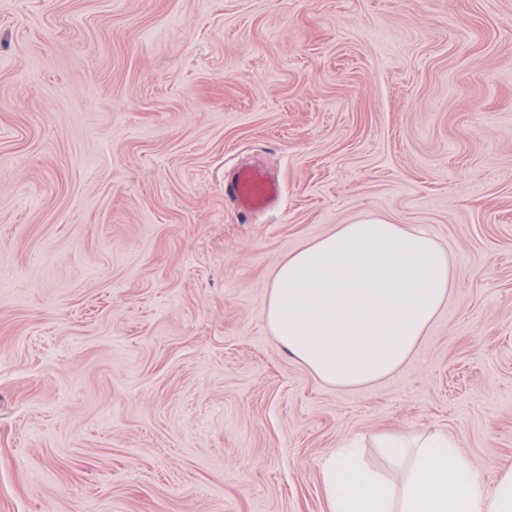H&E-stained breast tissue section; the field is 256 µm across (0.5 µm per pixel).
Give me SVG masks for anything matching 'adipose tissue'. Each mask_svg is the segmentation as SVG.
<instances>
[{
  "label": "adipose tissue",
  "instance_id": "ef3b65f1",
  "mask_svg": "<svg viewBox=\"0 0 512 512\" xmlns=\"http://www.w3.org/2000/svg\"><path fill=\"white\" fill-rule=\"evenodd\" d=\"M453 283L447 253L427 228L383 218L336 229L290 253L263 303L274 339L322 383H379L412 355ZM403 480L365 469L355 447L319 463L327 512H512V466L494 486L444 433L376 438Z\"/></svg>",
  "mask_w": 512,
  "mask_h": 512
}]
</instances>
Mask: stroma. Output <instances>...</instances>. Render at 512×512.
Listing matches in <instances>:
<instances>
[{
    "instance_id": "35a3bbf8",
    "label": "stroma",
    "mask_w": 512,
    "mask_h": 512,
    "mask_svg": "<svg viewBox=\"0 0 512 512\" xmlns=\"http://www.w3.org/2000/svg\"><path fill=\"white\" fill-rule=\"evenodd\" d=\"M243 166L283 186L241 216ZM364 217L454 284L375 387L269 333ZM442 432L512 465V0H0V512H326L321 459Z\"/></svg>"
}]
</instances>
